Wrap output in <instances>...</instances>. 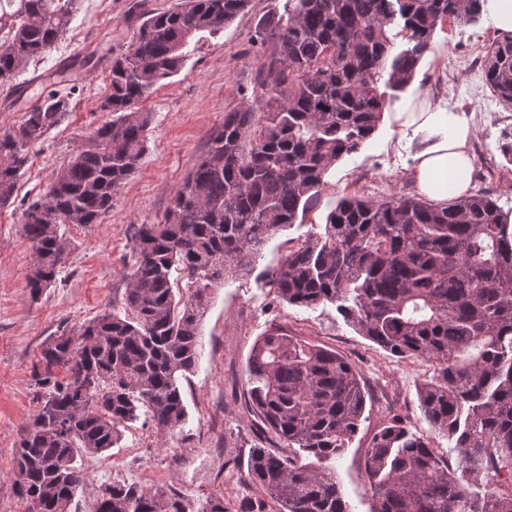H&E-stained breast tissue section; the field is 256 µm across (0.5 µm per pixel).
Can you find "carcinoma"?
Returning a JSON list of instances; mask_svg holds the SVG:
<instances>
[{"instance_id":"obj_1","label":"carcinoma","mask_w":512,"mask_h":512,"mask_svg":"<svg viewBox=\"0 0 512 512\" xmlns=\"http://www.w3.org/2000/svg\"><path fill=\"white\" fill-rule=\"evenodd\" d=\"M77 0H0V85L67 32ZM250 0H178L129 14L141 19L112 59L108 120L88 137L24 211L34 263L33 296L50 287L70 241L63 224L87 228L112 210L144 156L152 113L142 102L184 66L200 32L217 34ZM481 0H285L257 22L262 115L249 101L224 115L207 150L159 224H141L122 311H105L74 336L45 343L32 366L38 407L20 433L16 493L28 512H69L85 473L78 459L116 443L145 412L161 437L187 411L180 380L195 367L212 285L251 275L265 245L315 207L325 178L379 128L387 91L413 80L444 22L473 24ZM407 47L392 49L397 36ZM482 79L512 104V38L487 48ZM76 88L53 89L0 135V208L13 204L30 149L55 128ZM487 195L432 203L396 193L345 197L326 222L287 240L265 272L280 301L333 304L366 339L433 372L419 408L448 437L456 461L400 418L373 435L364 469L372 512H512V240ZM249 402L276 449L255 448L246 476L277 512H353L334 467L362 419L368 393L359 368L277 328L253 344ZM92 512H224L214 494L195 504L163 486L114 482Z\"/></svg>"}]
</instances>
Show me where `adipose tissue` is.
Returning <instances> with one entry per match:
<instances>
[{"mask_svg": "<svg viewBox=\"0 0 512 512\" xmlns=\"http://www.w3.org/2000/svg\"><path fill=\"white\" fill-rule=\"evenodd\" d=\"M394 122L398 134L411 128L422 134L412 155V178L420 194L444 203L467 193L473 129L462 116L443 110L424 95L417 105L395 113Z\"/></svg>", "mask_w": 512, "mask_h": 512, "instance_id": "1", "label": "adipose tissue"}]
</instances>
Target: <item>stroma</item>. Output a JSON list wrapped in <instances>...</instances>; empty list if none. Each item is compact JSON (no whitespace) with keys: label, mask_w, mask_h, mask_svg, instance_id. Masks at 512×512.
<instances>
[{"label":"stroma","mask_w":512,"mask_h":512,"mask_svg":"<svg viewBox=\"0 0 512 512\" xmlns=\"http://www.w3.org/2000/svg\"><path fill=\"white\" fill-rule=\"evenodd\" d=\"M131 0H78L69 29L39 62L16 77L19 97L0 99V133L14 130L26 109L45 89L78 85L59 125L32 148L20 176L15 202L0 209V512H27L15 490L14 453L22 429L37 407L31 367L50 337L78 329L103 311L122 307L131 266L132 237L141 224H157L189 170L204 152L224 115L241 102V90L257 87L260 57L251 44L257 20L285 0H251L249 10L218 34L191 43L183 69L145 101L153 123L148 148L137 172L123 186L102 223L88 228L62 225L71 249L55 282L32 299L27 280L34 261L24 231L23 211L45 193L54 172L84 146L107 118L98 103L108 91L113 57L125 51L139 21L128 14ZM500 33L489 17L472 25L444 24L433 52L421 60L414 80L396 92L373 136L356 153L341 159L326 177L319 201L303 225L271 239L259 269L276 266L288 239L324 223L337 201L361 195L379 199L394 191L415 192L412 154L393 132V114L419 91L435 92L450 112L465 116L474 130L472 193L497 199L512 211V165L500 152L506 128L502 105L480 73L449 75L455 60L485 50ZM326 346L358 365L372 393L368 418L335 462L343 491L354 512H371L372 491L363 456L372 435L392 417L411 432L447 451V437L434 433L417 401L418 386L432 374L430 362L394 358L358 335L335 306L317 309L278 300L264 279H228L214 288L202 324L198 362L180 389L188 416L167 441H160L151 420L128 425L115 447L84 456L83 483L69 512H91L102 485L114 476L146 485H164L201 503L224 497L226 512H242L257 495L244 476L252 448L275 447L249 412L245 368L259 336L275 327Z\"/></svg>","instance_id":"1"}]
</instances>
